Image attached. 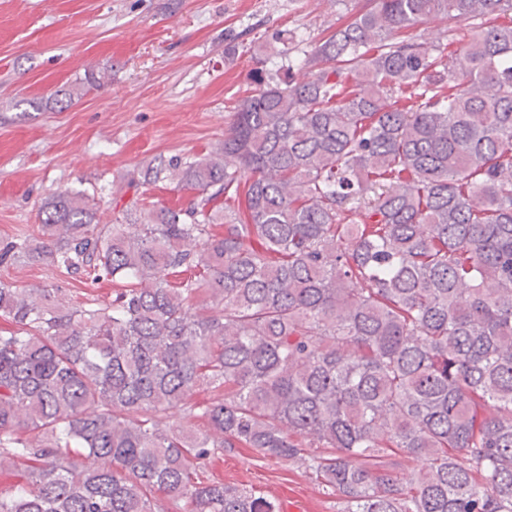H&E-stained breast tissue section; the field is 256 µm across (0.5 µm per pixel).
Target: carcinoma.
Instances as JSON below:
<instances>
[{
  "instance_id": "1",
  "label": "carcinoma",
  "mask_w": 512,
  "mask_h": 512,
  "mask_svg": "<svg viewBox=\"0 0 512 512\" xmlns=\"http://www.w3.org/2000/svg\"><path fill=\"white\" fill-rule=\"evenodd\" d=\"M437 15L467 39L411 34ZM300 68L143 171L189 207L59 192L0 248L113 285L0 281V512H279L210 477L226 448L344 512H512V0H365ZM0 280L12 283L18 288H65L72 295L74 304L80 306L103 304L112 300V282L79 284L69 280L60 271L39 263L0 265Z\"/></svg>"
}]
</instances>
